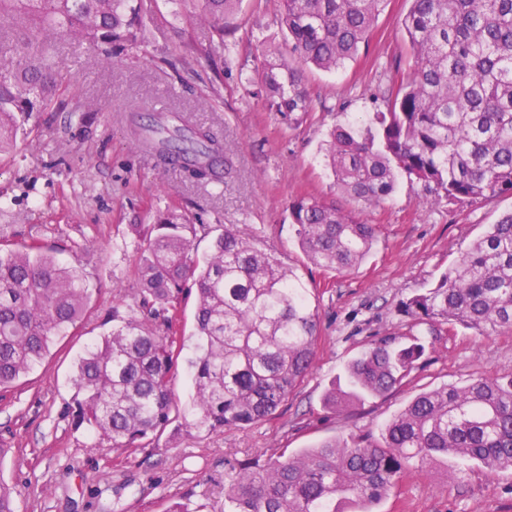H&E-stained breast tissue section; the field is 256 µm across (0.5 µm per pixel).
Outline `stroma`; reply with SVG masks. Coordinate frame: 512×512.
I'll list each match as a JSON object with an SVG mask.
<instances>
[{"label": "stroma", "mask_w": 512, "mask_h": 512, "mask_svg": "<svg viewBox=\"0 0 512 512\" xmlns=\"http://www.w3.org/2000/svg\"><path fill=\"white\" fill-rule=\"evenodd\" d=\"M147 27L135 45L114 49L101 64L85 49H64L74 61L60 93L62 107L34 114L31 139L0 158V225L17 244L37 240L64 264L79 266L92 291L78 329L56 344L19 386L0 394V479L16 489L17 512H222L227 464L295 453L351 433H378L410 398L443 385L512 375V334L484 336L463 327L437 330L405 316L401 303L434 284L483 230L512 210V197L451 205L426 203L422 184L400 180L364 218L377 239L364 262L345 273L309 263L298 247L289 206L316 197L345 210L325 144L338 125L366 126L385 111L384 92L414 66L399 25L409 0H388L359 58L333 73L308 70L309 110L288 124L268 111L246 78L261 67V43L283 45L278 0H241L223 34L190 19V4L143 0ZM229 54L217 56V39ZM204 128L224 146L223 188L188 181L154 154L131 148L135 115ZM174 208L194 224L221 233L247 225L258 244L291 268L318 313L314 365L270 418L207 433L175 418L158 440L130 452L103 449L75 428L74 364L85 348L131 314L139 286L143 236L156 211ZM195 300L178 308L184 345L174 393L185 403ZM417 341L425 354L403 385L337 413L326 395L345 366L373 341ZM379 512H512V469L435 466L410 474Z\"/></svg>", "instance_id": "1"}]
</instances>
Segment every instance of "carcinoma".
Returning <instances> with one entry per match:
<instances>
[{"instance_id": "cac0c4a2", "label": "carcinoma", "mask_w": 512, "mask_h": 512, "mask_svg": "<svg viewBox=\"0 0 512 512\" xmlns=\"http://www.w3.org/2000/svg\"><path fill=\"white\" fill-rule=\"evenodd\" d=\"M224 50V17L239 0H190ZM387 0H280L284 52L262 51L256 83L271 111L299 123L309 109L301 67L335 72L357 58ZM416 61L375 127L337 126L328 157L337 188L363 209L380 206L401 176L448 203L512 197V0H411L400 20ZM145 26L139 0H0V156L18 149L36 112L66 79L60 46L101 51L133 45ZM186 179L224 184L226 158L200 128L170 129L152 117L130 131ZM298 245L315 266L357 267L376 226L317 198L290 206ZM210 233L174 211L145 233L136 309L76 363L69 413L76 428L114 451L160 436L175 408L176 312L195 295V357L187 362L184 424L213 433L271 415L312 368L320 335L306 288L238 224ZM91 301L82 271L37 243L0 247V392L17 386L76 327ZM405 315L483 335L512 333V211L486 227L435 285L402 304ZM421 343L379 339L333 383L326 405L343 411L403 383ZM443 462L490 473L512 468V376L488 375L416 394L377 435L351 433L299 453L224 471V512H373L412 471Z\"/></svg>"}]
</instances>
